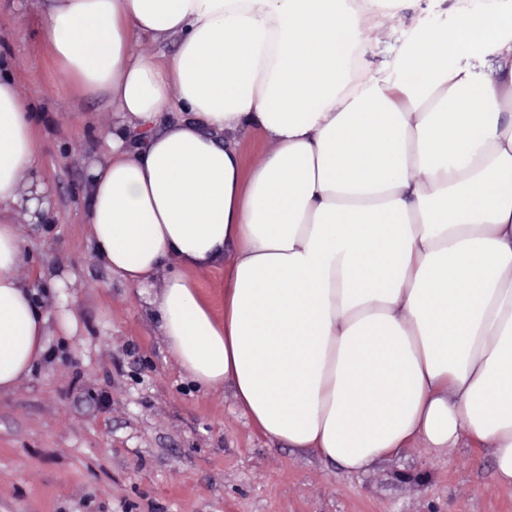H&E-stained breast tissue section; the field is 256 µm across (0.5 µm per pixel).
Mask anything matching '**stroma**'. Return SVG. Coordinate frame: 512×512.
Masks as SVG:
<instances>
[{
	"mask_svg": "<svg viewBox=\"0 0 512 512\" xmlns=\"http://www.w3.org/2000/svg\"><path fill=\"white\" fill-rule=\"evenodd\" d=\"M454 0H432L372 49L393 68L418 25H442ZM46 19L28 0H0V63L35 125L54 188L51 229L21 231L36 263L76 269L78 332L0 393V512H512L488 457L411 449L366 475H345L253 430L229 390L185 378L136 289L93 259L85 228V160L100 148L87 116L43 49Z\"/></svg>",
	"mask_w": 512,
	"mask_h": 512,
	"instance_id": "obj_1",
	"label": "stroma"
}]
</instances>
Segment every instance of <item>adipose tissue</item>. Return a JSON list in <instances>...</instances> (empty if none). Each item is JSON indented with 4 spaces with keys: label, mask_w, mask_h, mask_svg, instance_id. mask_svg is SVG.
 Masks as SVG:
<instances>
[{
    "label": "adipose tissue",
    "mask_w": 512,
    "mask_h": 512,
    "mask_svg": "<svg viewBox=\"0 0 512 512\" xmlns=\"http://www.w3.org/2000/svg\"><path fill=\"white\" fill-rule=\"evenodd\" d=\"M413 3L35 6L71 95L113 109L88 159L92 253L179 367L345 474L468 448L512 489V0L418 28L394 74L370 71ZM40 170L0 78V392L78 324L75 273L32 264L16 221H48ZM212 267L216 306L192 276Z\"/></svg>",
    "instance_id": "obj_1"
}]
</instances>
